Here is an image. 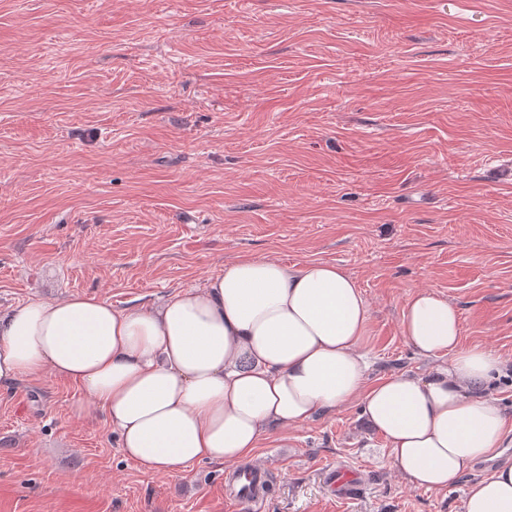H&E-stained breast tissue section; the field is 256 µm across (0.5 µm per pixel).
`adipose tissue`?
I'll use <instances>...</instances> for the list:
<instances>
[{"label":"adipose tissue","instance_id":"1","mask_svg":"<svg viewBox=\"0 0 512 512\" xmlns=\"http://www.w3.org/2000/svg\"><path fill=\"white\" fill-rule=\"evenodd\" d=\"M370 319L355 280L325 262L244 257L154 309L94 296L0 312V385L44 371L76 384L142 470L242 462L271 429L357 402L412 485L453 486L498 456L506 419L487 386L501 356L461 340L454 304L415 291L401 332L440 364L370 380ZM462 512H512V466L471 483Z\"/></svg>","mask_w":512,"mask_h":512}]
</instances>
